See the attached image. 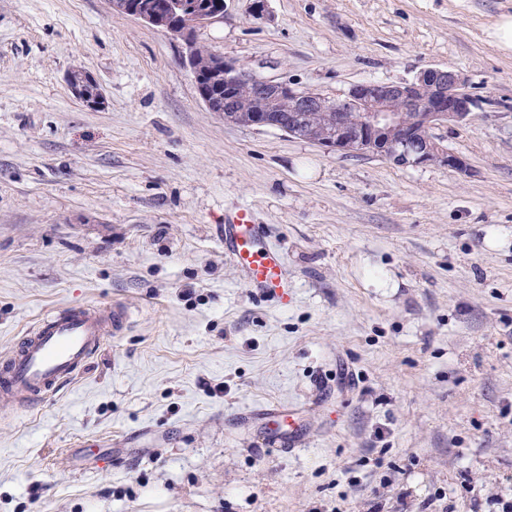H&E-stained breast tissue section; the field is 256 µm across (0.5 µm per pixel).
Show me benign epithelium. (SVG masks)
<instances>
[{
  "label": "benign epithelium",
  "instance_id": "1",
  "mask_svg": "<svg viewBox=\"0 0 512 512\" xmlns=\"http://www.w3.org/2000/svg\"><path fill=\"white\" fill-rule=\"evenodd\" d=\"M114 12L141 20L186 46V63L194 55L197 32L224 20V11L213 10L200 0H108ZM211 76L224 83L221 106L206 101L212 112L231 124L264 129L266 125L251 108L258 101L276 112L288 99V117L277 128L344 154L380 153L403 166L441 164L459 169L466 164L448 152L434 129L448 123L462 124L474 112V100L463 90L465 79L451 68L430 67L400 83L356 84L330 100L319 93H304L286 79L270 80L253 74L242 76L240 68L215 53ZM67 82L74 97L88 107L103 104L102 91L85 70H73ZM356 107L361 118L355 124L345 113ZM312 112H328L324 123H308Z\"/></svg>",
  "mask_w": 512,
  "mask_h": 512
}]
</instances>
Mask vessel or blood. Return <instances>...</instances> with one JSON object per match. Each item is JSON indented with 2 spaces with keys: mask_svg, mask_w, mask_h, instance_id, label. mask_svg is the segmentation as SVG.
I'll return each instance as SVG.
<instances>
[{
  "mask_svg": "<svg viewBox=\"0 0 512 512\" xmlns=\"http://www.w3.org/2000/svg\"><path fill=\"white\" fill-rule=\"evenodd\" d=\"M224 250L244 272L254 293L284 297L288 281L279 249L271 247L249 210H238L224 226ZM126 312L120 304L109 307L76 305L54 311L36 320L18 350L0 361V402L17 398L35 401L56 393L72 382L101 353L108 336L120 332ZM288 412L277 403L243 413L270 441L295 450L302 432L281 431L277 422Z\"/></svg>",
  "mask_w": 512,
  "mask_h": 512,
  "instance_id": "vessel-or-blood-1",
  "label": "vessel or blood"
}]
</instances>
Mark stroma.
<instances>
[{
    "instance_id": "35a3bbf8",
    "label": "stroma",
    "mask_w": 512,
    "mask_h": 512,
    "mask_svg": "<svg viewBox=\"0 0 512 512\" xmlns=\"http://www.w3.org/2000/svg\"><path fill=\"white\" fill-rule=\"evenodd\" d=\"M224 0L198 41L333 98L453 67L465 169L225 123L184 47L107 0H0V360L41 315L128 322L54 396L0 405V512H504L512 504V0ZM88 71L104 104L71 93ZM253 213L288 299L253 296ZM298 408L293 452L234 424ZM488 35L500 51L512 54V14H501L490 27ZM224 224V251L244 272L248 287L262 295L288 296V280L279 249L270 247L251 212L239 209Z\"/></svg>"
}]
</instances>
